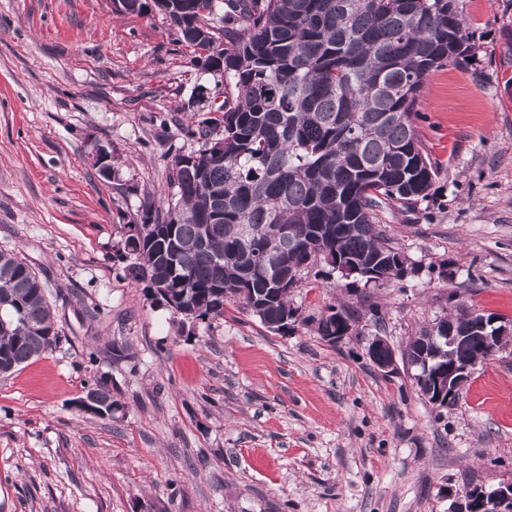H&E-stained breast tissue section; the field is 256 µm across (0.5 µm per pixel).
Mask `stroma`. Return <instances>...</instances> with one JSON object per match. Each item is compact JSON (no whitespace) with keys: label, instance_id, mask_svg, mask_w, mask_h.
Here are the masks:
<instances>
[{"label":"stroma","instance_id":"35a3bbf8","mask_svg":"<svg viewBox=\"0 0 512 512\" xmlns=\"http://www.w3.org/2000/svg\"><path fill=\"white\" fill-rule=\"evenodd\" d=\"M458 8L472 54L425 78L415 119L435 193L374 215L407 274L375 286L314 263L283 334L234 302L181 325L125 271L126 225L198 150L187 128L223 76L159 12L0 0V251L38 274L60 331L0 379V512H453L466 488L512 482V354L440 409L367 354L461 302L512 324V0ZM334 308L353 321L331 342L316 321ZM110 341L130 358L89 363ZM100 376L108 418L74 407Z\"/></svg>","mask_w":512,"mask_h":512}]
</instances>
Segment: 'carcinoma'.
<instances>
[{"instance_id":"carcinoma-1","label":"carcinoma","mask_w":512,"mask_h":512,"mask_svg":"<svg viewBox=\"0 0 512 512\" xmlns=\"http://www.w3.org/2000/svg\"><path fill=\"white\" fill-rule=\"evenodd\" d=\"M185 42L224 63L233 98L190 131L202 140L174 157L167 210L152 199L127 225L123 251L145 293L203 323L234 301L269 330L298 320L290 290L300 269L322 260L354 264L383 285L407 273L406 257L373 220L382 206L413 210L431 197L437 167L414 119L431 72L466 58L471 44L457 0H169ZM219 17L223 42L200 38ZM286 224L284 243L268 236ZM460 304L448 316L459 330ZM333 312L318 331L335 340L351 328ZM424 328L401 350L427 396L448 348ZM44 285L14 254L0 253V375L57 345ZM93 412L116 404L97 379Z\"/></svg>"}]
</instances>
